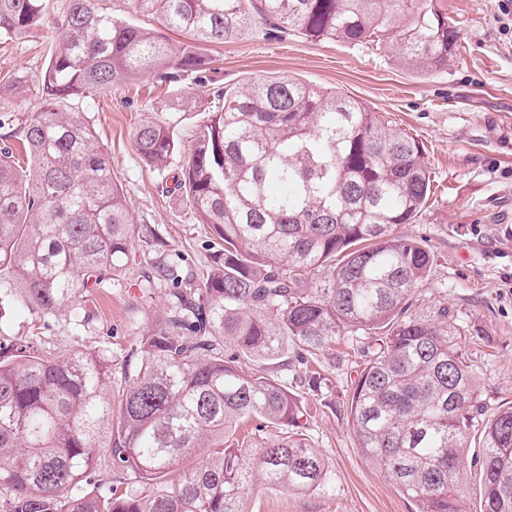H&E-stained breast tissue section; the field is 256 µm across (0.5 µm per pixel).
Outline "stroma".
<instances>
[{"label": "stroma", "mask_w": 512, "mask_h": 512, "mask_svg": "<svg viewBox=\"0 0 512 512\" xmlns=\"http://www.w3.org/2000/svg\"><path fill=\"white\" fill-rule=\"evenodd\" d=\"M443 4L464 43L439 71L408 67L386 46L280 39L257 26L235 40L201 46L209 62L203 76L170 83L144 75L81 101L79 109L108 151L134 222L151 227L159 244L133 245L126 275L91 296L84 332H77L68 314L50 320L42 331L49 347L65 349L79 333L89 341L110 338L112 370L120 372L131 347L167 317V286L151 288L144 280L157 254L187 277L201 275L210 264V229L198 223L182 197L170 193L171 172L141 159L135 128L148 120L173 123L182 150H189L195 124L216 106V90L279 72L364 102L422 145L435 193L418 220L401 231L424 240L435 263L416 291L413 309L430 316L448 307L462 328V350L489 410L512 403V29L499 22L501 0ZM60 37L52 15L43 26L0 43V84L39 72ZM352 350L343 344L312 359L322 375L317 390L301 368L268 365L269 376L305 398L311 418L304 439L329 463L335 482L325 493H255L251 512H415L363 458L349 428L345 407L356 377L348 358Z\"/></svg>", "instance_id": "obj_1"}]
</instances>
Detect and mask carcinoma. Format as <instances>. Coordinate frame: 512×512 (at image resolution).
Masks as SVG:
<instances>
[{"label": "carcinoma", "mask_w": 512, "mask_h": 512, "mask_svg": "<svg viewBox=\"0 0 512 512\" xmlns=\"http://www.w3.org/2000/svg\"><path fill=\"white\" fill-rule=\"evenodd\" d=\"M167 30L222 44L256 25L279 36L352 46L391 43L403 62L443 69L461 29L440 0H122ZM48 0H0V41L45 23ZM62 38L39 74L7 90L39 108L0 136V310L34 315L26 333L0 328V512H251L258 486L331 489L334 473L300 436L302 397L253 361L361 348L347 418L362 456L415 512H468V468L480 512H512V405L486 415L479 381L443 308L410 312L434 255L398 232L432 194L422 147L363 102L274 74L218 91L219 110L193 130L174 190L217 248L200 277L156 258L147 284L172 282L164 326L132 353L112 397V348L83 339L55 351L42 329L63 308L83 327L84 298L126 273L133 223L112 165L73 102L155 73L177 81L206 59L132 26L112 0H63ZM24 145L29 167L13 160ZM158 170L178 154L170 124L134 132ZM252 423L277 437L234 439ZM484 452L465 457L472 428ZM123 478L103 482L101 470Z\"/></svg>", "instance_id": "cac0c4a2"}]
</instances>
